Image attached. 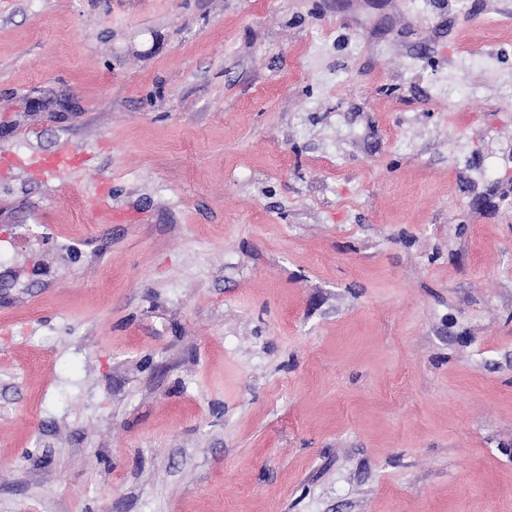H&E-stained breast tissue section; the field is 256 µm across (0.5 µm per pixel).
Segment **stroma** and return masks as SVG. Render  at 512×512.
Here are the masks:
<instances>
[{
	"label": "stroma",
	"mask_w": 512,
	"mask_h": 512,
	"mask_svg": "<svg viewBox=\"0 0 512 512\" xmlns=\"http://www.w3.org/2000/svg\"><path fill=\"white\" fill-rule=\"evenodd\" d=\"M0 251V512H512V0H0Z\"/></svg>",
	"instance_id": "obj_1"
}]
</instances>
